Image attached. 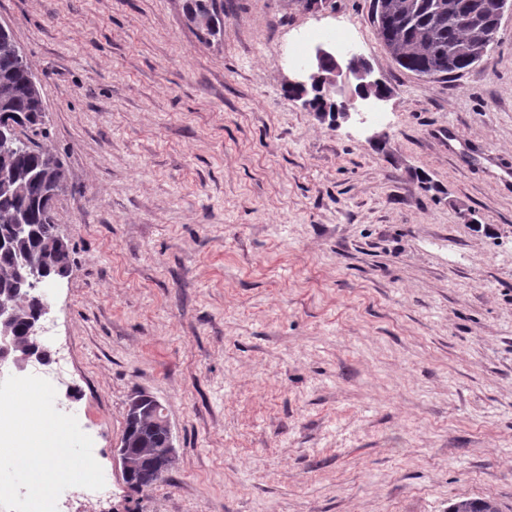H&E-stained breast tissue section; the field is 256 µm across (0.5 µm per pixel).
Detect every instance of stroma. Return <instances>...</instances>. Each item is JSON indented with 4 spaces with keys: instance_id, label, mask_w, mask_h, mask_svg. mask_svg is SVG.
I'll list each match as a JSON object with an SVG mask.
<instances>
[{
    "instance_id": "stroma-1",
    "label": "stroma",
    "mask_w": 512,
    "mask_h": 512,
    "mask_svg": "<svg viewBox=\"0 0 512 512\" xmlns=\"http://www.w3.org/2000/svg\"><path fill=\"white\" fill-rule=\"evenodd\" d=\"M372 4L224 0L211 36L186 0H0L68 174L45 326L100 512H512V11L433 81ZM331 27L389 89L374 120L285 93L288 49ZM139 392L177 457L135 493L112 450ZM448 512H501L496 501L462 497L451 503Z\"/></svg>"
}]
</instances>
